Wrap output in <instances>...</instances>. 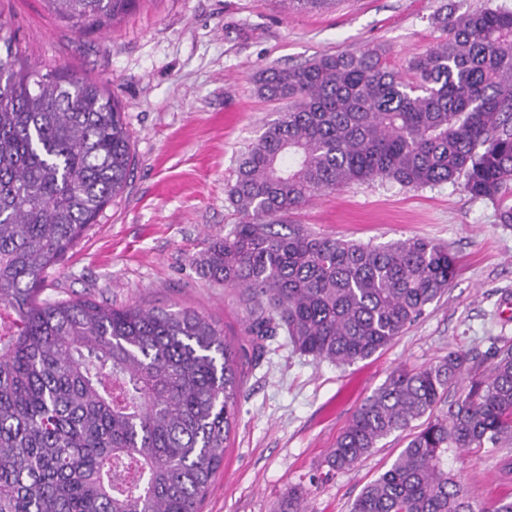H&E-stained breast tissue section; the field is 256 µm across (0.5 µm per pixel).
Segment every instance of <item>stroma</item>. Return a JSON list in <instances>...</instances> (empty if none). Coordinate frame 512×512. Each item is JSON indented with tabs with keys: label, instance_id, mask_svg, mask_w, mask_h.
<instances>
[{
	"label": "stroma",
	"instance_id": "1",
	"mask_svg": "<svg viewBox=\"0 0 512 512\" xmlns=\"http://www.w3.org/2000/svg\"><path fill=\"white\" fill-rule=\"evenodd\" d=\"M512 0H336L299 9L288 0H138L100 32L81 34L44 0H0V21L19 64L67 69L102 83L119 102L130 136L127 185L77 245L45 275L41 300L91 299L115 306L191 309L223 329L242 360L237 417L202 512H276L289 489L308 512H350L363 487L405 445L383 439L349 470L327 459L354 412L396 367L424 368L462 350L485 354L512 341V225L496 203L459 183L413 189L375 180L315 197L288 214L308 232L361 243L433 240L459 261L446 293L384 350L350 365L296 353L284 335L254 356L238 290L205 277L199 259L240 220L227 199L248 146L276 103L254 79L270 67L378 49L404 70L444 33L434 18ZM512 446L449 455L448 468L478 505L512 497L501 469Z\"/></svg>",
	"mask_w": 512,
	"mask_h": 512
}]
</instances>
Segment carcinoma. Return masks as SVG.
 I'll return each instance as SVG.
<instances>
[{
  "instance_id": "cac0c4a2",
  "label": "carcinoma",
  "mask_w": 512,
  "mask_h": 512,
  "mask_svg": "<svg viewBox=\"0 0 512 512\" xmlns=\"http://www.w3.org/2000/svg\"><path fill=\"white\" fill-rule=\"evenodd\" d=\"M81 34L136 0H47ZM446 37L407 74L369 49L270 68L259 96L285 103L248 148L229 192L239 224L200 268L248 303L254 350L283 330L295 350L348 365L390 345L448 290V249L273 229L317 193L388 180L464 181L512 224V9L440 19ZM123 112L92 80L0 59V512H200L235 420L237 366L222 329L190 309L38 298L48 269L127 185ZM457 400L438 413L448 389ZM421 424L414 425V422ZM405 447L351 512H512L477 507L448 452L512 442V346L490 365L462 350L398 368L355 411L330 451L342 471L377 443ZM279 512H304L289 490Z\"/></svg>"
}]
</instances>
